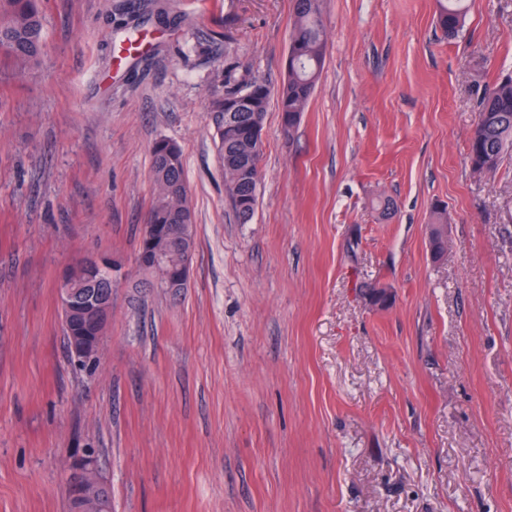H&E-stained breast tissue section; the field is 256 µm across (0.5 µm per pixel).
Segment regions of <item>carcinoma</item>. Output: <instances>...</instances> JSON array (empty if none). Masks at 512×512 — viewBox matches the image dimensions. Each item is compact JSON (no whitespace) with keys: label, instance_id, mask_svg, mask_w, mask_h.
Returning a JSON list of instances; mask_svg holds the SVG:
<instances>
[{"label":"carcinoma","instance_id":"1","mask_svg":"<svg viewBox=\"0 0 512 512\" xmlns=\"http://www.w3.org/2000/svg\"><path fill=\"white\" fill-rule=\"evenodd\" d=\"M463 0H437L439 26L452 39L464 26ZM324 0H294V22L289 37L288 73L278 94L281 116L292 124L300 121L318 81L324 61L327 33L323 22ZM155 21L177 25L181 18L159 8L155 11L131 9L108 17L113 28L137 31ZM42 14L39 0H0V57L17 66L39 60L42 41ZM272 89L269 84L240 72L237 62L226 65L224 97L215 101L213 123L218 151L224 168V185L229 203L239 223H249L257 205L262 141L258 138ZM476 126L480 137L469 141V158L481 166L492 161L495 171L512 156V75L488 87L479 102ZM151 175L155 197L146 224H181L193 221L188 186L180 147L161 139L151 151ZM448 223L446 212L433 211L429 246L440 251L442 230Z\"/></svg>","mask_w":512,"mask_h":512}]
</instances>
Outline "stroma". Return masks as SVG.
Wrapping results in <instances>:
<instances>
[{"instance_id": "1", "label": "stroma", "mask_w": 512, "mask_h": 512, "mask_svg": "<svg viewBox=\"0 0 512 512\" xmlns=\"http://www.w3.org/2000/svg\"><path fill=\"white\" fill-rule=\"evenodd\" d=\"M126 2L41 0L40 65L0 80V512H70L89 448L112 512H512V158L468 160L512 0H467L452 41L435 0H325L323 70L292 130L266 112L247 224L211 104L228 53L280 86L293 0H171L185 25L131 42L106 21ZM160 139L195 213L177 297L137 263ZM89 250L112 321L87 372L56 287ZM447 223H448V219L446 216V212L443 209L435 208V210L433 211V221H432V224L430 225V233H429V247H430L431 255H432L433 259H435V260H437V259L435 257V254L432 251V246H434V248L437 251H440V250H442V248H445V243H443V242H446L447 248H448L447 235H446L445 241H443V242L441 241L442 230H444V226H448ZM437 226H440V227H437Z\"/></svg>"}]
</instances>
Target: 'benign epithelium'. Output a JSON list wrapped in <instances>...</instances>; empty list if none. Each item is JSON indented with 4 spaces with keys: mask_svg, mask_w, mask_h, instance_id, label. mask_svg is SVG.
<instances>
[{
    "mask_svg": "<svg viewBox=\"0 0 512 512\" xmlns=\"http://www.w3.org/2000/svg\"><path fill=\"white\" fill-rule=\"evenodd\" d=\"M190 229L189 224L158 226L138 256L140 267L154 274L156 284L170 294L180 292L187 283L192 248ZM104 267L103 254L85 252L66 266L57 281L64 318L87 316L96 321L100 328L99 335L94 338L69 337V349L76 359L99 358L105 330L112 320V289L95 288L80 292L73 288V283ZM67 471L73 512H103L105 488L98 479L95 459L88 456L69 465Z\"/></svg>",
    "mask_w": 512,
    "mask_h": 512,
    "instance_id": "7a95c632",
    "label": "benign epithelium"
}]
</instances>
